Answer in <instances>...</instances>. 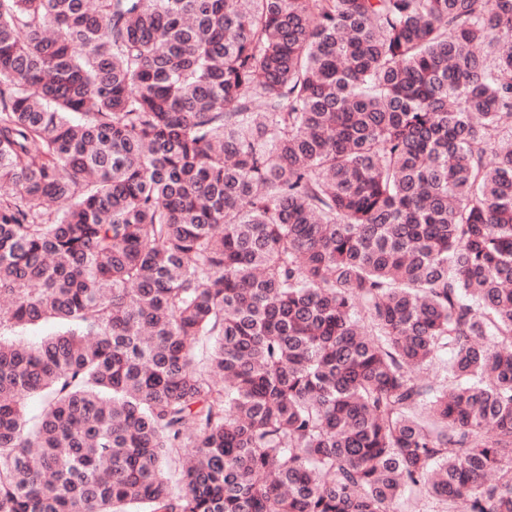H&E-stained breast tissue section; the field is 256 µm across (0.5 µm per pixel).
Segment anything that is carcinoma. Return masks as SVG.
Masks as SVG:
<instances>
[{
  "label": "carcinoma",
  "instance_id": "carcinoma-1",
  "mask_svg": "<svg viewBox=\"0 0 512 512\" xmlns=\"http://www.w3.org/2000/svg\"><path fill=\"white\" fill-rule=\"evenodd\" d=\"M509 139L512 0H0V512H512Z\"/></svg>",
  "mask_w": 512,
  "mask_h": 512
}]
</instances>
